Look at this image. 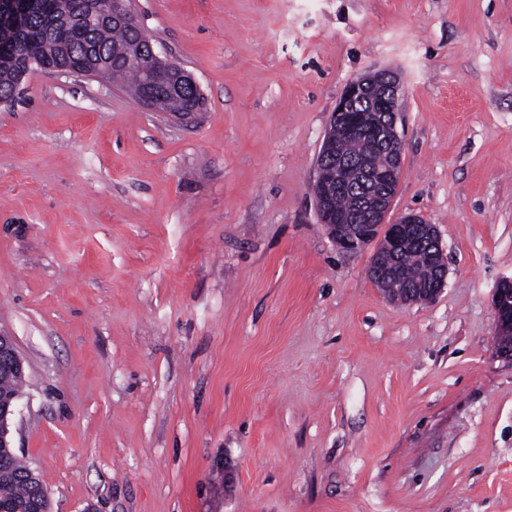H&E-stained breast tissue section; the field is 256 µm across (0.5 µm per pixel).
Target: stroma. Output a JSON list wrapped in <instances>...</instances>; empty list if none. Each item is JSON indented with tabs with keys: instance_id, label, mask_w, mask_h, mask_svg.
<instances>
[{
	"instance_id": "35a3bbf8",
	"label": "stroma",
	"mask_w": 512,
	"mask_h": 512,
	"mask_svg": "<svg viewBox=\"0 0 512 512\" xmlns=\"http://www.w3.org/2000/svg\"><path fill=\"white\" fill-rule=\"evenodd\" d=\"M179 123L42 70L0 105V328L50 512H512V0H134ZM404 86L387 214L447 283L390 302L314 201L345 85ZM510 284L512 285L511 280L504 281L496 289L494 295V314L498 330L500 331L499 336H505L502 341L507 344H512V336H510L512 334V289L505 288L509 287ZM510 344H497L498 353L508 359L512 358V346ZM1 365H7L13 372L1 368ZM0 390H7L10 393L19 395L20 387L24 381V365L17 351L14 338L11 335L4 334L0 330Z\"/></svg>"
}]
</instances>
